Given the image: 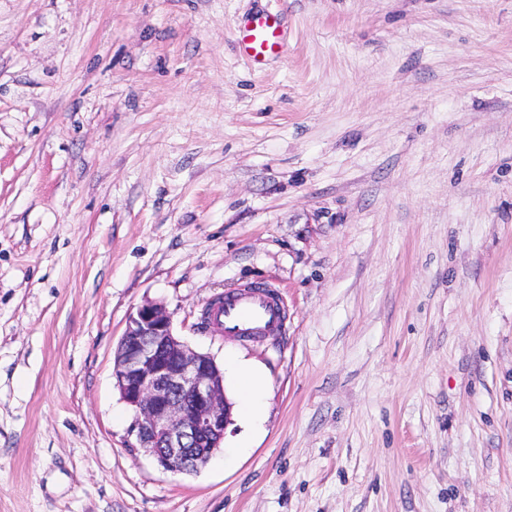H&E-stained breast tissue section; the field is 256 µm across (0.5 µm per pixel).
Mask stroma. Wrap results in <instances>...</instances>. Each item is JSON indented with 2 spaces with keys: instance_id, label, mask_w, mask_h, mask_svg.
I'll return each mask as SVG.
<instances>
[{
  "instance_id": "1",
  "label": "stroma",
  "mask_w": 512,
  "mask_h": 512,
  "mask_svg": "<svg viewBox=\"0 0 512 512\" xmlns=\"http://www.w3.org/2000/svg\"><path fill=\"white\" fill-rule=\"evenodd\" d=\"M148 301L226 368L191 475L113 384ZM0 512H512V0H0ZM239 44L254 62L277 53L281 46L279 19L269 14L255 17L243 31ZM258 288V287H256ZM284 309L271 291L255 289L224 295L218 322L226 336H269L281 327Z\"/></svg>"
}]
</instances>
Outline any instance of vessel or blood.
Masks as SVG:
<instances>
[{
  "instance_id": "1",
  "label": "vessel or blood",
  "mask_w": 512,
  "mask_h": 512,
  "mask_svg": "<svg viewBox=\"0 0 512 512\" xmlns=\"http://www.w3.org/2000/svg\"><path fill=\"white\" fill-rule=\"evenodd\" d=\"M239 43L256 62L277 53L281 46L279 19L269 14L255 17ZM283 318L284 309L278 298L261 289L225 295L218 312V322L228 336H267L280 328Z\"/></svg>"
}]
</instances>
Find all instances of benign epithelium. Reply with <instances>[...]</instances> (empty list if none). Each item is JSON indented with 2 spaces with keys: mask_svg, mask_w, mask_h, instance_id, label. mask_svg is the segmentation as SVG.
<instances>
[{
  "mask_svg": "<svg viewBox=\"0 0 512 512\" xmlns=\"http://www.w3.org/2000/svg\"><path fill=\"white\" fill-rule=\"evenodd\" d=\"M112 378L135 412L139 446L164 470L196 473L223 445L232 409L224 370L179 338L164 304L145 302L129 316Z\"/></svg>",
  "mask_w": 512,
  "mask_h": 512,
  "instance_id": "7a95c632",
  "label": "benign epithelium"
}]
</instances>
